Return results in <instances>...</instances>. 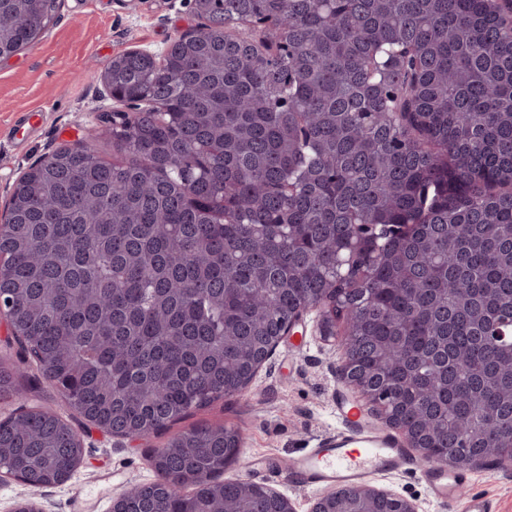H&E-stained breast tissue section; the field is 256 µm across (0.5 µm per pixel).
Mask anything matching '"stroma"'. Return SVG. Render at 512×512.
Masks as SVG:
<instances>
[{
    "label": "stroma",
    "instance_id": "stroma-1",
    "mask_svg": "<svg viewBox=\"0 0 512 512\" xmlns=\"http://www.w3.org/2000/svg\"><path fill=\"white\" fill-rule=\"evenodd\" d=\"M197 23L191 0H63L36 43L0 60V210L28 167L59 147L86 142L100 156L115 160L111 140L96 133L102 112L113 107L101 80L104 65L133 48L163 57ZM31 109L43 112V129L15 143L14 117ZM316 326V313L305 316L246 391L191 410L146 440L131 442L88 430L84 460L64 486L34 491L13 480L0 481V512H11L17 501L30 496L45 512H109L114 495L156 480L149 449L165 447L191 428L219 424L243 436L239 458L225 470V479L268 485L289 497L298 512H308L319 490L291 481L287 469L341 428L339 405L361 404L354 391L337 381L333 368L339 354L320 341ZM22 369L16 387L25 396L0 399V413L9 414L23 403L65 414L75 430H86L85 419L68 414L47 382L28 392L34 372ZM470 473L467 485L449 503L430 495L416 467L376 475L370 483L414 502L419 512H466L476 496L492 500L496 512H512V471L483 465L471 467Z\"/></svg>",
    "mask_w": 512,
    "mask_h": 512
}]
</instances>
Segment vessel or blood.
<instances>
[{
	"mask_svg": "<svg viewBox=\"0 0 512 512\" xmlns=\"http://www.w3.org/2000/svg\"><path fill=\"white\" fill-rule=\"evenodd\" d=\"M41 122L37 112L20 114L13 127V138L24 141ZM406 449L389 434L350 420L336 434L323 438L318 448L294 461L291 474L303 486H358L371 475L411 466ZM432 494L442 500L454 499L467 481L460 470L431 469L425 474Z\"/></svg>",
	"mask_w": 512,
	"mask_h": 512,
	"instance_id": "b4317fda",
	"label": "vessel or blood"
}]
</instances>
